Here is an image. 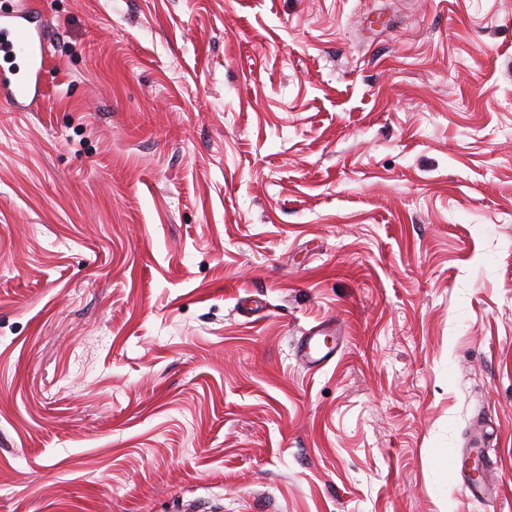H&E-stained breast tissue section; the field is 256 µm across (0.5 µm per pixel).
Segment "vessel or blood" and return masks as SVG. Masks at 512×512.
Returning <instances> with one entry per match:
<instances>
[{"instance_id": "vessel-or-blood-1", "label": "vessel or blood", "mask_w": 512, "mask_h": 512, "mask_svg": "<svg viewBox=\"0 0 512 512\" xmlns=\"http://www.w3.org/2000/svg\"><path fill=\"white\" fill-rule=\"evenodd\" d=\"M0 61L5 64L0 71V97L18 104L34 96L44 64L43 48L30 29L13 16L0 18ZM328 333V328H317L300 341L298 357L305 366L322 367L333 359L335 347L319 342L320 337ZM450 474L473 498H494L500 493L491 466H484L483 475L478 479L468 477L460 467L451 469Z\"/></svg>"}]
</instances>
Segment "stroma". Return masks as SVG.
I'll return each instance as SVG.
<instances>
[{"label": "stroma", "mask_w": 512, "mask_h": 512, "mask_svg": "<svg viewBox=\"0 0 512 512\" xmlns=\"http://www.w3.org/2000/svg\"><path fill=\"white\" fill-rule=\"evenodd\" d=\"M27 7L0 512H512V0ZM314 330L309 333L310 336H305L298 346V357L300 361L307 367H322L327 365L335 355L340 342L341 329L336 326V330L329 331V327L313 328ZM336 334V343L328 347H324L319 343L318 336H334ZM483 476L480 479H472L464 472V466L452 468L451 478L464 486L473 498H497L500 493L499 487L493 481L492 468L488 463H482Z\"/></svg>", "instance_id": "35a3bbf8"}]
</instances>
